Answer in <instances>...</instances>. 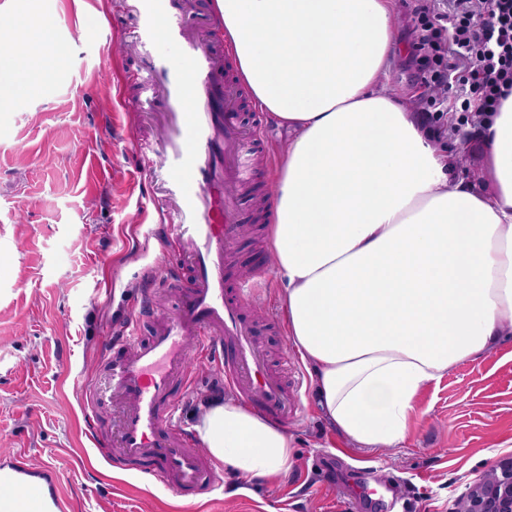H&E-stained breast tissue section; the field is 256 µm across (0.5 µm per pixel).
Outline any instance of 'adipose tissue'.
Segmentation results:
<instances>
[{
	"mask_svg": "<svg viewBox=\"0 0 512 512\" xmlns=\"http://www.w3.org/2000/svg\"><path fill=\"white\" fill-rule=\"evenodd\" d=\"M239 76L291 140L271 251L288 339L318 412L354 448L403 442L419 394L512 332V94L475 139L444 142L383 86L392 0H213ZM0 110L68 66L50 17L8 24ZM476 154L478 181L458 174ZM216 465L269 482L295 463L286 430L237 399L193 425Z\"/></svg>",
	"mask_w": 512,
	"mask_h": 512,
	"instance_id": "1",
	"label": "adipose tissue"
}]
</instances>
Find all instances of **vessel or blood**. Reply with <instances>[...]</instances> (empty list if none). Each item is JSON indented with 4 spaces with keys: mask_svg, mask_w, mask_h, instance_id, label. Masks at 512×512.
Here are the masks:
<instances>
[{
    "mask_svg": "<svg viewBox=\"0 0 512 512\" xmlns=\"http://www.w3.org/2000/svg\"><path fill=\"white\" fill-rule=\"evenodd\" d=\"M124 4L136 22L132 38L149 48L138 65L142 85L162 101L159 133L133 146L154 163L151 188L165 205L173 257L164 285L179 296L147 340H139L134 322L115 337L116 350L87 384L84 405L92 411L107 401L119 405V457L187 499L216 486L177 420L174 386L190 387L191 354L211 356L225 386L251 407L276 422L288 420L290 394L268 366L251 308L266 270L237 275L232 265L241 231L238 196L264 133L239 126L242 87L226 71L197 0Z\"/></svg>",
    "mask_w": 512,
    "mask_h": 512,
    "instance_id": "obj_1",
    "label": "vessel or blood"
}]
</instances>
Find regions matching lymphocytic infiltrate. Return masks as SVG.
Segmentation results:
<instances>
[{
    "label": "lymphocytic infiltrate",
    "mask_w": 512,
    "mask_h": 512,
    "mask_svg": "<svg viewBox=\"0 0 512 512\" xmlns=\"http://www.w3.org/2000/svg\"><path fill=\"white\" fill-rule=\"evenodd\" d=\"M412 21L430 121L452 110L464 126L496 111L512 92V0H415Z\"/></svg>",
    "instance_id": "lymphocytic-infiltrate-1"
}]
</instances>
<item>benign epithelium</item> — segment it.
<instances>
[{"mask_svg":"<svg viewBox=\"0 0 512 512\" xmlns=\"http://www.w3.org/2000/svg\"><path fill=\"white\" fill-rule=\"evenodd\" d=\"M453 512H512V456L497 462L470 486Z\"/></svg>","mask_w":512,"mask_h":512,"instance_id":"1","label":"benign epithelium"}]
</instances>
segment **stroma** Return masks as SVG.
I'll use <instances>...</instances> for the list:
<instances>
[{
  "mask_svg": "<svg viewBox=\"0 0 512 512\" xmlns=\"http://www.w3.org/2000/svg\"><path fill=\"white\" fill-rule=\"evenodd\" d=\"M12 13L50 16L69 66L0 111V456L22 455L33 477L55 467L70 512H342L347 497L353 512H452L490 467L485 449L512 455L511 335L423 390L403 443L344 456L288 340L272 275L253 306L271 367L300 385L288 477L271 483L219 466L217 489L192 501L131 467L113 478L89 435L112 442L117 412L106 405L87 419L80 389L99 370L113 325L133 316L148 274L167 261L153 235L149 162L132 146L140 110L113 84L115 70L134 76L143 48L124 35L120 0H0V16ZM395 13L399 48L386 85L417 110L406 0H395ZM239 211L241 223L262 224L255 240L233 247L248 269L270 248L271 222L249 196ZM190 367L196 384L179 413L187 428L203 400L229 393L210 360L191 355Z\"/></svg>",
  "mask_w": 512,
  "mask_h": 512,
  "instance_id": "stroma-1",
  "label": "stroma"
}]
</instances>
